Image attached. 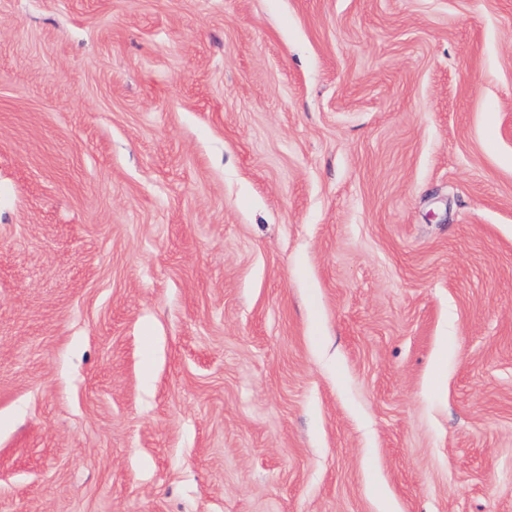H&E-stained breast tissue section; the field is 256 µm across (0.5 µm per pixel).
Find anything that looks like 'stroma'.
I'll list each match as a JSON object with an SVG mask.
<instances>
[{"instance_id": "1", "label": "stroma", "mask_w": 512, "mask_h": 512, "mask_svg": "<svg viewBox=\"0 0 512 512\" xmlns=\"http://www.w3.org/2000/svg\"><path fill=\"white\" fill-rule=\"evenodd\" d=\"M0 512H512V0H0Z\"/></svg>"}]
</instances>
